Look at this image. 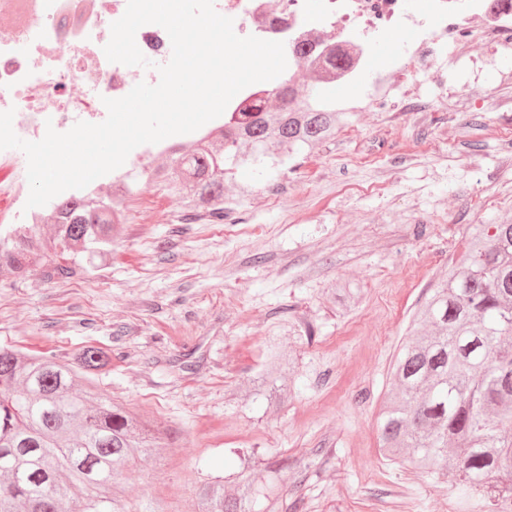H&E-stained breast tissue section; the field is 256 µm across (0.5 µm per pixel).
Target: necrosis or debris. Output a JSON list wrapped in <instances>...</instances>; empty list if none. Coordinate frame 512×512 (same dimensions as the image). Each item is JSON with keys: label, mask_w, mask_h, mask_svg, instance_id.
I'll return each instance as SVG.
<instances>
[{"label": "necrosis or debris", "mask_w": 512, "mask_h": 512, "mask_svg": "<svg viewBox=\"0 0 512 512\" xmlns=\"http://www.w3.org/2000/svg\"><path fill=\"white\" fill-rule=\"evenodd\" d=\"M214 6L232 18L238 36L305 51L315 80L335 87L340 103L354 112L434 111L417 84L423 67L439 64L461 42L481 63L512 46V0H424L419 10L407 0H214ZM126 7L127 0H0V25L8 27L0 41V112L14 110L20 138L37 141L50 126L65 132L80 121L103 122L105 99L123 97L142 81L158 82V65L171 57L161 26L143 25L135 35L150 67L113 63L104 53L110 27ZM403 29L413 31V39L393 53L372 92L363 93L352 74L364 65L370 44ZM329 46L343 56V67L326 62ZM27 183L24 153L1 150L0 223H32L33 212L21 209Z\"/></svg>", "instance_id": "necrosis-or-debris-1"}]
</instances>
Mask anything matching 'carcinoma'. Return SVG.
<instances>
[{
    "label": "carcinoma",
    "instance_id": "carcinoma-1",
    "mask_svg": "<svg viewBox=\"0 0 512 512\" xmlns=\"http://www.w3.org/2000/svg\"><path fill=\"white\" fill-rule=\"evenodd\" d=\"M293 74L272 93L284 101L267 112L264 99H244L224 125L169 150V162L131 170L123 192L95 187L56 200L37 224L0 225V267L23 276L39 268L49 277L74 268L64 253H112L113 225L126 220L142 187L161 184L172 201L200 217L224 220V175L265 164L270 144L285 153L319 145L353 113L336 107L333 90L312 85L297 96ZM348 306L361 289L337 285ZM512 221L481 224L470 247L413 315L390 372L381 413L382 451L422 473L450 475L463 495L479 494L489 512H512ZM112 355L86 347L69 361L0 347V512H118L128 474L162 447L122 406L88 382ZM288 358L270 345L267 376H281ZM261 492L243 467L235 490L224 478L201 487V512H245Z\"/></svg>",
    "mask_w": 512,
    "mask_h": 512
}]
</instances>
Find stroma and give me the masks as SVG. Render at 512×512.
<instances>
[{"label":"stroma","mask_w":512,"mask_h":512,"mask_svg":"<svg viewBox=\"0 0 512 512\" xmlns=\"http://www.w3.org/2000/svg\"><path fill=\"white\" fill-rule=\"evenodd\" d=\"M469 44L419 81L446 111L360 112L311 152L224 182L212 224L144 188L105 260L68 277L0 270V345L68 358L111 350L100 393L165 447L133 474L125 512H200L199 488L258 462L278 512H487L453 481L389 461V366L428 289L478 224L512 219V51L475 69ZM250 185L241 193V185ZM362 290L343 309L337 283ZM290 365L266 378V345Z\"/></svg>","instance_id":"obj_1"}]
</instances>
